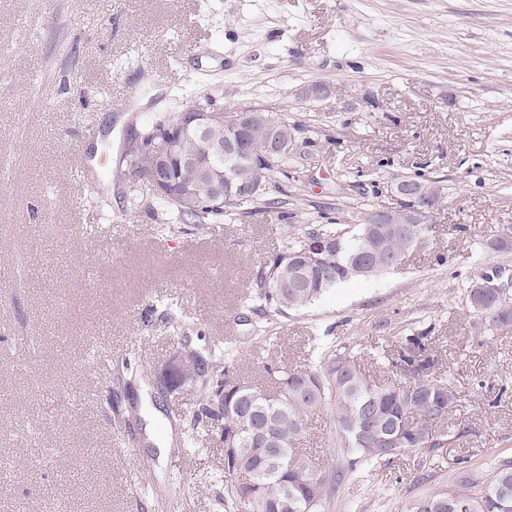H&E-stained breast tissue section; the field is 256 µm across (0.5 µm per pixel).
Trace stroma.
<instances>
[{
	"label": "stroma",
	"instance_id": "35a3bbf8",
	"mask_svg": "<svg viewBox=\"0 0 512 512\" xmlns=\"http://www.w3.org/2000/svg\"><path fill=\"white\" fill-rule=\"evenodd\" d=\"M314 84L325 94L304 97ZM203 96L297 124L299 160L275 181L288 203L162 236L149 183L107 170L131 133ZM404 177L439 179L443 199L396 271L285 316L244 308L310 221L357 224ZM493 237L512 238V0H0V512H224L218 436L184 452L192 395L155 383L176 350L207 360L220 338L255 384L265 364L304 367L314 336L400 384L388 358L425 334L461 438L349 475L330 512H403L489 473L512 459V331L480 326L466 291L512 272V252L486 251ZM166 295L184 334L159 319ZM99 349L128 371L98 374ZM332 437L317 415L301 446L347 468Z\"/></svg>",
	"mask_w": 512,
	"mask_h": 512
}]
</instances>
